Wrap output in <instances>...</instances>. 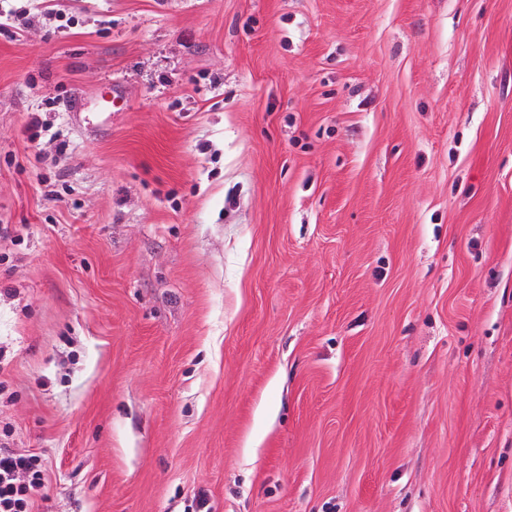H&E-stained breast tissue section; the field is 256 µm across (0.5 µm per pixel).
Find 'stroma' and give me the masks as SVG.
Segmentation results:
<instances>
[{
  "mask_svg": "<svg viewBox=\"0 0 512 512\" xmlns=\"http://www.w3.org/2000/svg\"><path fill=\"white\" fill-rule=\"evenodd\" d=\"M24 5L0 445L33 512H512V0ZM19 474L25 475L24 482L18 481ZM43 484V466L38 458L0 448L1 512H31L32 495Z\"/></svg>",
  "mask_w": 512,
  "mask_h": 512,
  "instance_id": "1",
  "label": "stroma"
}]
</instances>
